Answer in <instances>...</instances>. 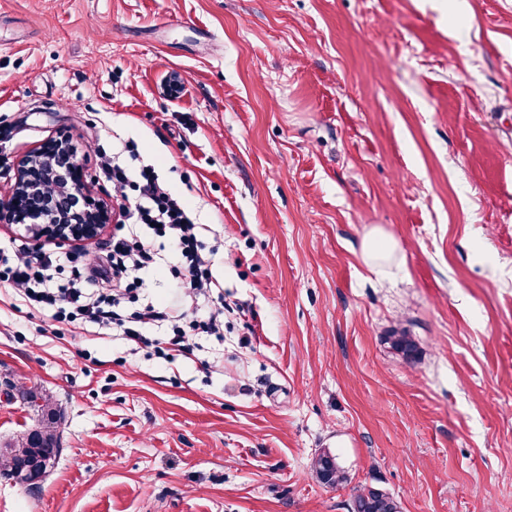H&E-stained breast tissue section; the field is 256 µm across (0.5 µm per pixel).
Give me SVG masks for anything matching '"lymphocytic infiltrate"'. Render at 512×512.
I'll list each match as a JSON object with an SVG mask.
<instances>
[{
    "label": "lymphocytic infiltrate",
    "instance_id": "obj_1",
    "mask_svg": "<svg viewBox=\"0 0 512 512\" xmlns=\"http://www.w3.org/2000/svg\"><path fill=\"white\" fill-rule=\"evenodd\" d=\"M103 170L112 181L121 224L106 254L112 270L110 285L88 281H60L65 263L92 265L87 251L60 254L19 245L0 253V286L11 289L26 305L49 314L57 323L82 320L112 329L131 344L146 341L148 330L169 326V350L187 352L193 337L220 335L224 329V305L212 301L216 286L204 254L200 227L184 203L161 184L151 168L130 175L128 169L108 157ZM168 242V259L176 274V295L171 304H147L128 313L122 308L143 286L141 273L153 267L158 256L152 238Z\"/></svg>",
    "mask_w": 512,
    "mask_h": 512
}]
</instances>
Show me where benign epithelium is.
Masks as SVG:
<instances>
[{"mask_svg": "<svg viewBox=\"0 0 512 512\" xmlns=\"http://www.w3.org/2000/svg\"><path fill=\"white\" fill-rule=\"evenodd\" d=\"M60 152L72 153L73 149L65 137L50 139L18 165L17 181L11 195L0 201V223L24 224L34 237L57 239L61 242L91 239L100 227L107 222V211L87 195L78 160H73V172L68 179H62L54 169L51 157ZM44 187H57L70 197L84 201L87 210L80 216H63L51 210L38 218L30 213L28 200L31 193Z\"/></svg>", "mask_w": 512, "mask_h": 512, "instance_id": "1", "label": "benign epithelium"}]
</instances>
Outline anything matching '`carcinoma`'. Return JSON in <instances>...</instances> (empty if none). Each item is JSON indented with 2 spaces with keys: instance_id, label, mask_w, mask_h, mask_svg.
Listing matches in <instances>:
<instances>
[{
  "instance_id": "carcinoma-1",
  "label": "carcinoma",
  "mask_w": 512,
  "mask_h": 512,
  "mask_svg": "<svg viewBox=\"0 0 512 512\" xmlns=\"http://www.w3.org/2000/svg\"><path fill=\"white\" fill-rule=\"evenodd\" d=\"M391 347L406 358H411L417 351L412 337L401 332L389 337ZM24 399L34 408L39 416V426L34 433H27L13 443L0 449V460L9 470V474L23 473L21 465L38 458L47 466H52L61 448V412L56 404L46 395L29 390L24 392ZM315 472L322 483L338 486L346 480L345 472L335 455L324 451L315 460ZM352 512H399L397 503L389 496L372 488L360 490L353 499Z\"/></svg>"
}]
</instances>
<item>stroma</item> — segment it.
Segmentation results:
<instances>
[{
	"label": "stroma",
	"instance_id": "stroma-1",
	"mask_svg": "<svg viewBox=\"0 0 512 512\" xmlns=\"http://www.w3.org/2000/svg\"><path fill=\"white\" fill-rule=\"evenodd\" d=\"M62 135L110 209L135 145L231 310L161 359L0 288V448L28 389L63 446L0 512H512V0H0V199ZM395 251L394 243L383 233L373 231L365 240L362 248L364 262L372 267H379ZM314 467L318 478L328 486H338L346 480L343 468L330 451L319 454ZM352 512H399L397 503L386 494L364 488L354 496Z\"/></svg>",
	"mask_w": 512,
	"mask_h": 512
}]
</instances>
